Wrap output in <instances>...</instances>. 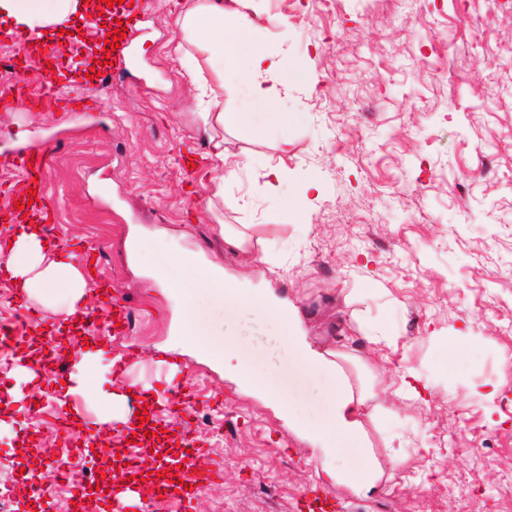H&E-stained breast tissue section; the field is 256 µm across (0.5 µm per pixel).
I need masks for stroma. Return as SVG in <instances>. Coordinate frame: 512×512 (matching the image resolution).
<instances>
[{"mask_svg": "<svg viewBox=\"0 0 512 512\" xmlns=\"http://www.w3.org/2000/svg\"><path fill=\"white\" fill-rule=\"evenodd\" d=\"M139 2L133 63L101 65L94 78L96 30L72 24L48 35V46L74 61L54 71L30 60L16 29L0 28V74L19 72L31 89L54 83L89 104L58 114L24 95L0 98V155L46 149L56 236L65 247L100 244L94 259L130 311L129 331L112 337L90 295L91 319L68 350L89 336L116 355L135 346L119 382L162 396L171 391L163 356L186 362L180 380L192 397L183 417L198 433L201 465L221 475L181 512H291L306 485L328 478L276 409L287 403L301 417L331 419L312 373L288 353L273 355L272 325L246 323L235 339L264 379L265 399L176 344L179 302L151 270L183 251L231 275L264 277L299 306L310 339L349 336L382 381L403 366L418 373L424 398L387 400L370 430L375 450L391 438L408 459L370 496L341 490L350 512H512V8L505 0H263L254 44L280 50L293 120L272 125L243 81L204 70L225 108L250 115L246 129L224 134L237 173L216 202L204 172L217 161L182 61L186 52L201 63L206 55L175 24L185 0ZM284 136L288 177L275 193L250 164L277 161ZM311 171L319 193L302 213L283 210L280 193ZM225 223L261 242L253 264L225 250ZM17 317L35 340L42 308L19 300L0 273V322ZM452 336L465 337L460 351L449 350ZM66 416L36 388L15 405L12 429L0 436L13 512H69L65 482L53 480L36 500L14 467L43 460Z\"/></svg>", "mask_w": 512, "mask_h": 512, "instance_id": "35a3bbf8", "label": "stroma"}]
</instances>
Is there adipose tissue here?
Here are the masks:
<instances>
[{"label":"adipose tissue","mask_w":512,"mask_h":512,"mask_svg":"<svg viewBox=\"0 0 512 512\" xmlns=\"http://www.w3.org/2000/svg\"><path fill=\"white\" fill-rule=\"evenodd\" d=\"M86 11L85 0H0V21L39 35L63 28ZM259 15L257 0H192L178 14L176 25L184 40L201 43L216 75L243 78L253 102L271 109L273 123L280 126L287 124L289 115L278 111L277 105L287 99L292 88L277 78L281 69L278 54L264 49L247 55L241 51L258 32ZM199 119L215 156L220 158L224 155L225 130L245 128L249 115L234 110L207 111L200 113ZM0 263L17 289L41 306L49 320L65 322L84 309L88 288L84 271L74 253L49 244L42 225H22L10 241L0 243ZM154 278L162 287L174 289L182 301L183 338L208 357L223 361L225 375L253 391L265 392L261 376L251 371L232 341L225 339L223 326L212 325L203 317L201 303L216 310L233 306L242 314L271 323L277 335L286 337L289 354L329 389L333 404L331 421L326 425L301 419L287 404L282 405L280 417L288 429L311 443L314 457L321 460L336 485L364 496L375 493L386 468H398L406 461L403 448L386 444V453L380 456L372 446L368 425L379 397L373 371L346 344L324 347L309 340L295 306L280 305L266 289L246 288L226 279L223 269L203 268L191 253L173 254ZM92 378L97 381L93 387L88 384ZM65 382L67 393L89 389L97 400V422L91 437L104 441L112 424H128L125 396L113 387L112 362L105 342L82 353ZM345 448L355 451L357 464L343 460L341 451Z\"/></svg>","instance_id":"ef3b65f1"}]
</instances>
